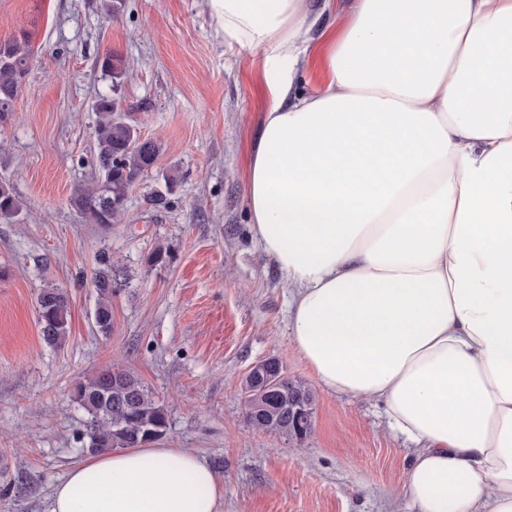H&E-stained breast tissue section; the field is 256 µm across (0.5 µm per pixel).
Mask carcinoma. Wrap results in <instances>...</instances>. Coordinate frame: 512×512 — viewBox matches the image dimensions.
Returning <instances> with one entry per match:
<instances>
[{
  "mask_svg": "<svg viewBox=\"0 0 512 512\" xmlns=\"http://www.w3.org/2000/svg\"><path fill=\"white\" fill-rule=\"evenodd\" d=\"M37 49L25 33L0 40V125L15 116V102L36 58ZM101 69L119 84L127 74L121 58L105 55ZM119 102L108 94L98 96L94 111L93 163L99 178L78 189L75 205L95 224H120L126 215L131 187L156 164L164 152L162 142L141 134L140 122L116 115ZM22 213V205L0 178V220L12 221ZM98 291L94 312L97 332L112 335V278L99 273L94 281ZM38 320L44 342L53 347L66 343L71 316L66 293L59 288H44L38 295ZM272 392L261 399L243 397V413L251 426L262 432L294 437L288 420L277 413L278 403L289 398L315 407L312 388L293 381L283 368L272 371ZM73 398L87 415L82 432L83 449L91 454L115 449L140 448L164 438L168 415L152 393L133 373L110 366L78 384Z\"/></svg>",
  "mask_w": 512,
  "mask_h": 512,
  "instance_id": "cac0c4a2",
  "label": "carcinoma"
}]
</instances>
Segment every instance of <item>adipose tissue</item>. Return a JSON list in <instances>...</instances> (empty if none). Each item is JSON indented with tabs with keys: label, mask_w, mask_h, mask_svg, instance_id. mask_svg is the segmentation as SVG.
<instances>
[{
	"label": "adipose tissue",
	"mask_w": 512,
	"mask_h": 512,
	"mask_svg": "<svg viewBox=\"0 0 512 512\" xmlns=\"http://www.w3.org/2000/svg\"><path fill=\"white\" fill-rule=\"evenodd\" d=\"M264 53L251 230L326 390L382 400L416 445L410 512H512V0H349L328 81L293 92L307 0H207ZM184 448L74 465L49 512H220Z\"/></svg>",
	"instance_id": "adipose-tissue-1"
}]
</instances>
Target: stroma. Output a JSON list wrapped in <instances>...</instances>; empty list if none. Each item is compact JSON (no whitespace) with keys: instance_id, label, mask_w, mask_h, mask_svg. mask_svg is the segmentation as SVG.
<instances>
[{"instance_id":"stroma-1","label":"stroma","mask_w":512,"mask_h":512,"mask_svg":"<svg viewBox=\"0 0 512 512\" xmlns=\"http://www.w3.org/2000/svg\"><path fill=\"white\" fill-rule=\"evenodd\" d=\"M27 32L37 57L0 126V177L23 211L0 220V512H48L53 486L86 454L80 382L112 364L137 375L169 416L163 448L205 459L221 512H404L415 445L380 400L333 394L295 351L292 293L250 231L246 165L269 91L261 52L227 46L203 0H0V39ZM130 70L116 96L164 152L128 193L121 224L73 203L95 181L90 158L99 59ZM180 180L166 188L163 177ZM164 262H153L155 252ZM112 268V334H98L94 277ZM67 294L69 339H42L37 297ZM277 358L312 386L304 441L253 429L242 381Z\"/></svg>"}]
</instances>
